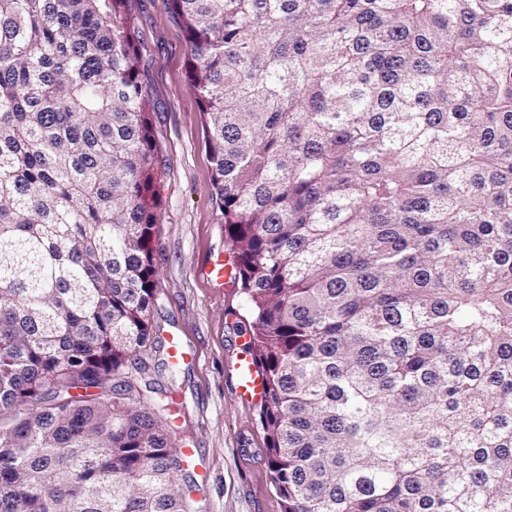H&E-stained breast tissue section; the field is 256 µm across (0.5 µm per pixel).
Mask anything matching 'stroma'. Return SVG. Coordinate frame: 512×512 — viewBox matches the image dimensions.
I'll return each mask as SVG.
<instances>
[{
  "instance_id": "1",
  "label": "stroma",
  "mask_w": 512,
  "mask_h": 512,
  "mask_svg": "<svg viewBox=\"0 0 512 512\" xmlns=\"http://www.w3.org/2000/svg\"><path fill=\"white\" fill-rule=\"evenodd\" d=\"M141 77L151 101L157 148L165 160L156 190L162 203L155 242L159 269L155 325L180 338L188 359L167 349L145 358L151 388H175L196 450L186 462L193 512H281L269 482L258 406L240 400L233 363L240 349L238 288L209 280V259L228 257L224 216L212 199V164L198 95L187 77L188 46L168 0H136Z\"/></svg>"
}]
</instances>
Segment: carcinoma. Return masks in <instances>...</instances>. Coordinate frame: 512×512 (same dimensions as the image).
<instances>
[{
	"label": "carcinoma",
	"instance_id": "cac0c4a2",
	"mask_svg": "<svg viewBox=\"0 0 512 512\" xmlns=\"http://www.w3.org/2000/svg\"><path fill=\"white\" fill-rule=\"evenodd\" d=\"M168 2L282 512H512V0ZM132 3L0 0V512H191Z\"/></svg>",
	"mask_w": 512,
	"mask_h": 512
}]
</instances>
